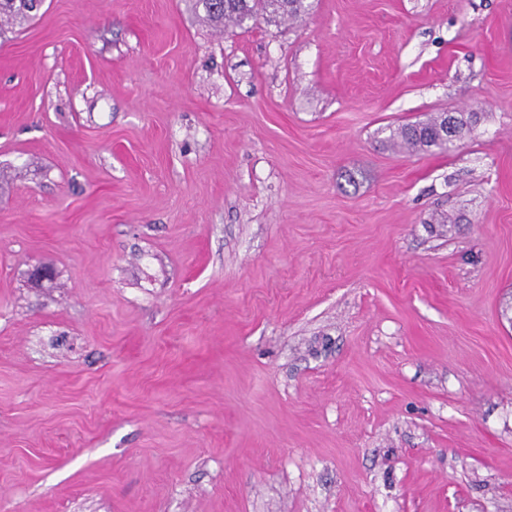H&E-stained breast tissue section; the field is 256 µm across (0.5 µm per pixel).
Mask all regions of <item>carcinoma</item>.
I'll return each instance as SVG.
<instances>
[{
  "instance_id": "obj_1",
  "label": "carcinoma",
  "mask_w": 512,
  "mask_h": 512,
  "mask_svg": "<svg viewBox=\"0 0 512 512\" xmlns=\"http://www.w3.org/2000/svg\"><path fill=\"white\" fill-rule=\"evenodd\" d=\"M208 19L217 24L231 21L239 26L263 18L274 22L282 17H297L308 11L305 0H201ZM41 0H0V37L5 35L1 21L38 9ZM468 122L463 116L440 112L426 122L400 128V144L416 152L450 151L461 142Z\"/></svg>"
}]
</instances>
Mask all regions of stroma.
Segmentation results:
<instances>
[{"label":"stroma","mask_w":512,"mask_h":512,"mask_svg":"<svg viewBox=\"0 0 512 512\" xmlns=\"http://www.w3.org/2000/svg\"><path fill=\"white\" fill-rule=\"evenodd\" d=\"M309 2L0 38V512H512V0ZM208 19L224 26L231 21L239 26L247 20L262 17L267 22H276L282 17H297L308 11L305 0H201ZM453 121L455 141L448 138V125ZM468 122L463 115L449 116L448 112H440L426 122L407 124L400 128L398 137L400 144L416 152L432 150L450 151L460 144Z\"/></svg>","instance_id":"stroma-1"}]
</instances>
